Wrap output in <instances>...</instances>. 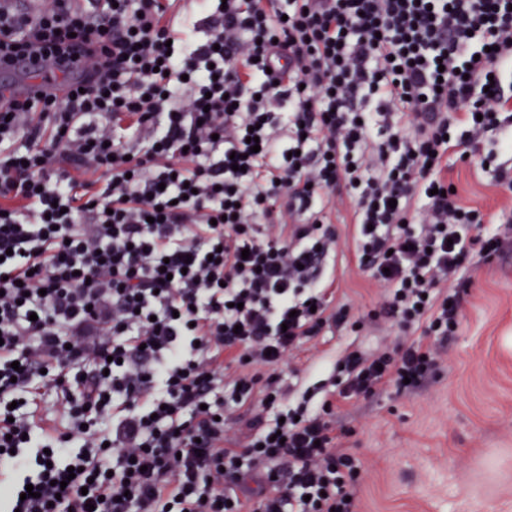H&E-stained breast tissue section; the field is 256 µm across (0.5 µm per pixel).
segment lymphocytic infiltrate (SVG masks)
Here are the masks:
<instances>
[{
	"label": "lymphocytic infiltrate",
	"mask_w": 512,
	"mask_h": 512,
	"mask_svg": "<svg viewBox=\"0 0 512 512\" xmlns=\"http://www.w3.org/2000/svg\"><path fill=\"white\" fill-rule=\"evenodd\" d=\"M198 9L201 44L162 0L0 6V68L79 50L87 69L65 102L0 105L5 512H358L338 404L427 381L462 317L459 269L508 242L469 238L480 218L445 160L489 133L512 156L486 91L512 71V0ZM340 187L358 265L387 291L375 318L425 336L320 365L289 403L276 367L348 320L322 277ZM35 383L62 394L37 427ZM219 388L278 416L231 434L205 404Z\"/></svg>",
	"instance_id": "1"
}]
</instances>
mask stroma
<instances>
[{
  "label": "stroma",
  "mask_w": 512,
  "mask_h": 512,
  "mask_svg": "<svg viewBox=\"0 0 512 512\" xmlns=\"http://www.w3.org/2000/svg\"><path fill=\"white\" fill-rule=\"evenodd\" d=\"M489 149L484 140L469 147V160L449 154L448 180L493 231L512 222V190L483 171ZM334 226L336 254L325 267L351 321L325 329L306 350L328 360L375 350L399 332L367 323L381 291L358 266L346 210ZM464 276L463 318L429 381L410 396L390 388L340 409L351 430L344 445L362 464L360 512H512V246L489 261L473 259Z\"/></svg>",
  "instance_id": "35a3bbf8"
}]
</instances>
